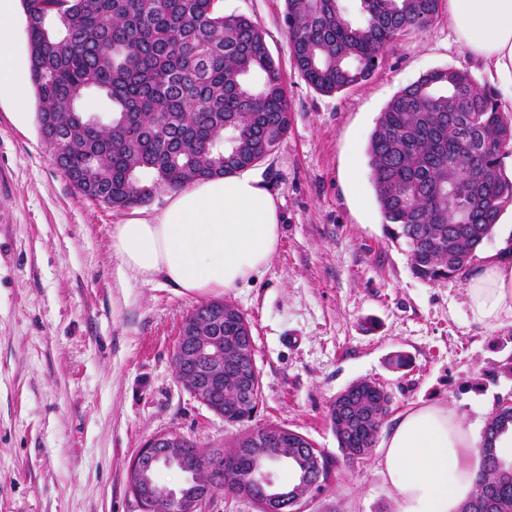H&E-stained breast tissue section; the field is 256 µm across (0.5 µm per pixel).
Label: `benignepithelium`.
Returning a JSON list of instances; mask_svg holds the SVG:
<instances>
[{
    "mask_svg": "<svg viewBox=\"0 0 512 512\" xmlns=\"http://www.w3.org/2000/svg\"><path fill=\"white\" fill-rule=\"evenodd\" d=\"M179 337L189 344L184 354H179L178 365L183 369L199 374L191 395L200 404L211 402L208 409L219 416H224V401L216 398V393L222 390L224 381V357L235 359L240 375L250 379L254 370L253 343L242 339L237 342L224 341V337L203 336L189 319L182 320L179 328ZM302 434L293 430L283 431L279 428H269L266 433L258 436L252 435L249 446L254 456L264 461L270 454L269 443L277 442L282 446L297 442ZM197 450L183 434L165 431L151 436L131 459L128 466V485L135 498L140 502L143 512H153L158 499L173 504L176 512H206L211 498L198 492L189 491L185 487L177 490L167 488H154L145 479L143 462L151 459L157 464L176 467L188 475L194 469ZM253 483L266 490L264 499L266 507L280 501L294 505L299 512L305 498L296 496V483L282 485L276 482L274 473L267 467L254 470Z\"/></svg>",
    "mask_w": 512,
    "mask_h": 512,
    "instance_id": "7a95c632",
    "label": "benign epithelium"
}]
</instances>
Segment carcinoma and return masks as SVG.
<instances>
[{"label": "carcinoma", "mask_w": 512, "mask_h": 512, "mask_svg": "<svg viewBox=\"0 0 512 512\" xmlns=\"http://www.w3.org/2000/svg\"><path fill=\"white\" fill-rule=\"evenodd\" d=\"M221 0H22L39 130L72 188L121 210L199 179L259 165L288 134L283 77L265 33L251 18L224 14ZM352 19L341 0H285L284 24L295 69L332 95L368 80L397 37L430 24L440 0H358ZM89 92L112 119L89 125L78 108ZM512 113L467 72L432 70L398 91L381 112L368 146L377 201L392 240L405 247L412 275L438 283L463 276L504 206L512 179ZM252 333L246 317L224 318L220 335ZM261 379L226 421H250ZM392 398L359 379L336 395L327 419L342 457L323 454L325 476L375 446ZM512 430V408L495 405L478 448L471 512H512V482L494 480L509 464L497 442ZM495 449L496 460L485 449ZM307 470L301 447L276 448L269 464ZM206 451L196 486L236 493L254 460L244 443L215 477Z\"/></svg>", "instance_id": "carcinoma-1"}]
</instances>
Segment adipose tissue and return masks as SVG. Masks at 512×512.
<instances>
[{"instance_id": "adipose-tissue-1", "label": "adipose tissue", "mask_w": 512, "mask_h": 512, "mask_svg": "<svg viewBox=\"0 0 512 512\" xmlns=\"http://www.w3.org/2000/svg\"><path fill=\"white\" fill-rule=\"evenodd\" d=\"M18 0H0V98L21 99L26 59L9 53ZM458 42L512 91V0H448ZM278 205L249 173L194 181L156 213L132 211L112 230L120 283L163 280L181 293L221 294L254 280L275 255ZM466 304L486 326L512 316V263L489 255L469 280ZM478 436L448 406L405 412L382 442L398 512H458L473 491Z\"/></svg>"}]
</instances>
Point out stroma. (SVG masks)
<instances>
[{
	"instance_id": "obj_1",
	"label": "stroma",
	"mask_w": 512,
	"mask_h": 512,
	"mask_svg": "<svg viewBox=\"0 0 512 512\" xmlns=\"http://www.w3.org/2000/svg\"><path fill=\"white\" fill-rule=\"evenodd\" d=\"M264 30L279 62L291 125L253 169L275 196L280 241L264 275L224 295L251 324L262 397L255 424H279L332 456L330 402L368 378L393 397L389 422L440 401L482 432L512 393V317H471L467 277L411 274L386 236L367 155L380 113L428 71H468L496 90L456 41L447 6L399 37L367 82L335 95L295 70L284 0H222ZM26 125L0 102V512H141L127 486L131 457L176 430L202 448H234L240 426L198 403L178 380L182 319L203 299L162 281L120 287L112 226L124 213L81 196L42 139L35 98ZM402 353L407 367L390 359ZM381 448L344 468L305 512H398Z\"/></svg>"
}]
</instances>
